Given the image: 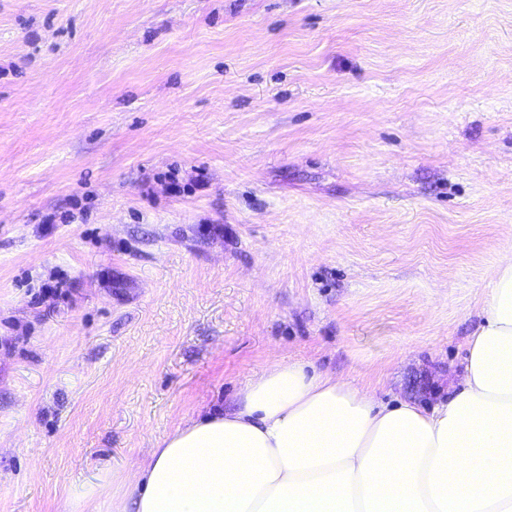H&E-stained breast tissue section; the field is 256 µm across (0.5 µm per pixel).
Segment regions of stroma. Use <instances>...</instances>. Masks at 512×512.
I'll use <instances>...</instances> for the list:
<instances>
[{
	"instance_id": "stroma-1",
	"label": "stroma",
	"mask_w": 512,
	"mask_h": 512,
	"mask_svg": "<svg viewBox=\"0 0 512 512\" xmlns=\"http://www.w3.org/2000/svg\"><path fill=\"white\" fill-rule=\"evenodd\" d=\"M511 248L512 0H0V512L278 361L432 407Z\"/></svg>"
}]
</instances>
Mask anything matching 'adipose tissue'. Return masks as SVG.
I'll return each mask as SVG.
<instances>
[{"label":"adipose tissue","instance_id":"1","mask_svg":"<svg viewBox=\"0 0 512 512\" xmlns=\"http://www.w3.org/2000/svg\"><path fill=\"white\" fill-rule=\"evenodd\" d=\"M462 379L426 410L297 362L160 439L112 512H512V253Z\"/></svg>","mask_w":512,"mask_h":512}]
</instances>
